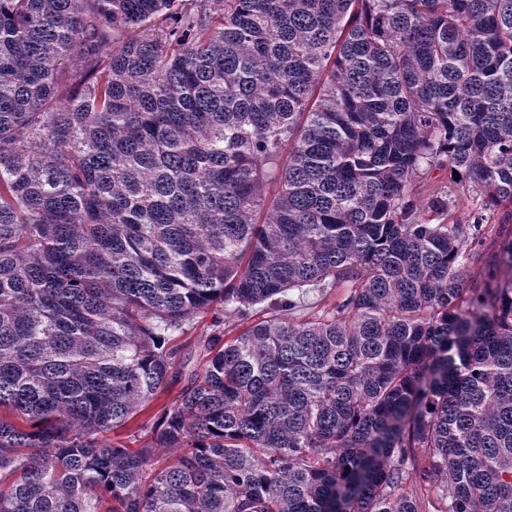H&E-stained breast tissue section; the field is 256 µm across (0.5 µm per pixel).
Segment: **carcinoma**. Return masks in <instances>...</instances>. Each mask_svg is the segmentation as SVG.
Segmentation results:
<instances>
[{"mask_svg": "<svg viewBox=\"0 0 512 512\" xmlns=\"http://www.w3.org/2000/svg\"><path fill=\"white\" fill-rule=\"evenodd\" d=\"M498 211L512 0H0V512H512ZM425 180L421 183L417 184L419 198L424 199V203L426 202L427 194L431 191L438 190L441 187H447L451 183V177L446 169L434 170L430 173L423 176ZM478 200L473 199L469 195L467 197L460 196L451 208L450 215L446 217L445 221L449 224H470L472 217L479 213L477 210ZM345 295V288H335L325 300L320 302L318 292L309 293L306 297H304V306L299 308L300 310L296 312L297 316L294 318V320L306 314V317L312 316L313 314L317 313V311H319L325 303L328 304L326 306V310L331 309L334 304L341 302ZM212 323L213 318L209 313L205 318L198 319L196 324L194 325V328L191 331H189L186 335H183V337L178 339V342H184L187 340L185 346L187 350H185V352L188 353L186 355L187 357L190 356V360L187 362V366L185 367L186 372L198 368L200 362V359L197 358L196 352V350L198 349V343L200 339H203L206 336H210L212 330L214 329L212 327ZM190 347H192V349Z\"/></svg>", "mask_w": 512, "mask_h": 512, "instance_id": "obj_1", "label": "carcinoma"}]
</instances>
